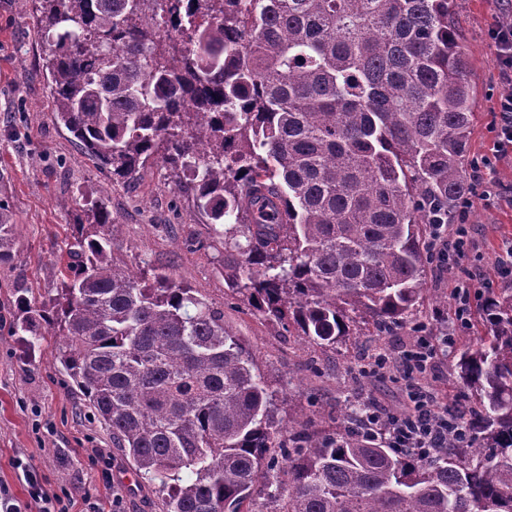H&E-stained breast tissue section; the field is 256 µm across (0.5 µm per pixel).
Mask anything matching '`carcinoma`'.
Here are the masks:
<instances>
[{
	"instance_id": "cac0c4a2",
	"label": "carcinoma",
	"mask_w": 512,
	"mask_h": 512,
	"mask_svg": "<svg viewBox=\"0 0 512 512\" xmlns=\"http://www.w3.org/2000/svg\"><path fill=\"white\" fill-rule=\"evenodd\" d=\"M52 120L112 180L149 164L207 218L224 282L322 350L414 315L434 224L468 194L474 87L455 0H38ZM182 36L163 34L157 12ZM83 199L56 294L13 327L59 361L166 512H512V288L456 377L472 447L430 459L361 440L359 416L309 430L224 310L166 270L112 254ZM0 202V263L17 253Z\"/></svg>"
}]
</instances>
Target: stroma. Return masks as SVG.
Instances as JSON below:
<instances>
[{
  "instance_id": "stroma-1",
  "label": "stroma",
  "mask_w": 512,
  "mask_h": 512,
  "mask_svg": "<svg viewBox=\"0 0 512 512\" xmlns=\"http://www.w3.org/2000/svg\"><path fill=\"white\" fill-rule=\"evenodd\" d=\"M37 0H0V201L19 233L13 262L0 264V486L19 500L29 488L15 459L38 475L48 493L69 498L72 512H92L119 498V512H163L157 485L138 481L134 466L112 443V434L64 373L58 339L40 337L36 353H21L11 330L19 317L16 290L36 301L55 295L52 262L64 255L70 225L83 197L102 198L117 222L115 257L135 269L148 260L172 272L224 310V324L250 346L273 388L281 390L279 416L313 415L317 429L337 428L343 408L376 403L400 408L401 385L388 377H361L369 353L399 359L414 341L410 327L391 336L367 328L334 350L303 344L235 298L213 259L209 229L166 171L150 165L129 185L112 182L51 120L48 73ZM512 16V0H456L452 24L470 62L475 85L469 162L495 158L496 102L512 93L491 61L489 25ZM467 222L476 243L480 277L504 287L496 257L512 240V202L474 199Z\"/></svg>"
}]
</instances>
